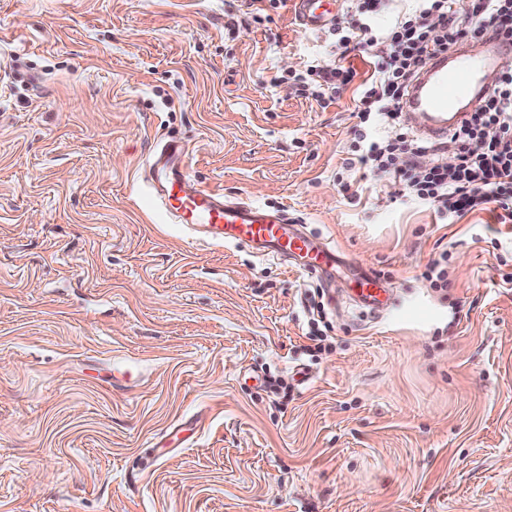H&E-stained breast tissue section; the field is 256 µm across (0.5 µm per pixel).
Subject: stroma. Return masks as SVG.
<instances>
[{
  "label": "stroma",
  "instance_id": "obj_1",
  "mask_svg": "<svg viewBox=\"0 0 512 512\" xmlns=\"http://www.w3.org/2000/svg\"><path fill=\"white\" fill-rule=\"evenodd\" d=\"M240 5L0 0V512H512V224L350 202L355 85L280 80L335 35ZM171 137L185 190L284 211L331 275L161 222Z\"/></svg>",
  "mask_w": 512,
  "mask_h": 512
}]
</instances>
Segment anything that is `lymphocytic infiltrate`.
Masks as SVG:
<instances>
[{"instance_id":"f902f5d3","label":"lymphocytic infiltrate","mask_w":512,"mask_h":512,"mask_svg":"<svg viewBox=\"0 0 512 512\" xmlns=\"http://www.w3.org/2000/svg\"><path fill=\"white\" fill-rule=\"evenodd\" d=\"M492 34L512 39V0H471L468 14L454 0H417L383 34L359 27L340 36L339 47L357 42L374 66L359 86L356 116L364 124L384 125L377 139L359 135L344 161L377 179L402 183L408 194L428 204L441 218L487 211L497 223H512V70L499 75L492 90L454 129V154L419 141L401 121L399 105L426 58L457 43ZM353 68L310 65L293 77L297 92L329 107L339 90L353 81ZM434 160L419 162L425 152Z\"/></svg>"}]
</instances>
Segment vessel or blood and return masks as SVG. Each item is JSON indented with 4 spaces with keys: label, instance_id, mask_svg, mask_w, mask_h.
Instances as JSON below:
<instances>
[{
    "label": "vessel or blood",
    "instance_id": "1",
    "mask_svg": "<svg viewBox=\"0 0 512 512\" xmlns=\"http://www.w3.org/2000/svg\"><path fill=\"white\" fill-rule=\"evenodd\" d=\"M295 16L302 29L332 27L343 0H294ZM512 65V41L494 36L460 44L435 54L422 70L402 101V116L426 139H447L468 112L487 94L481 80L490 69ZM186 145L167 140L159 158L151 164L154 191L161 207L174 223L199 226L201 243L249 246L256 254L273 258H294L313 272L330 263L332 250L314 249L311 239L291 231L282 213L244 200H225L223 193L198 189L183 191L186 180Z\"/></svg>",
    "mask_w": 512,
    "mask_h": 512
}]
</instances>
